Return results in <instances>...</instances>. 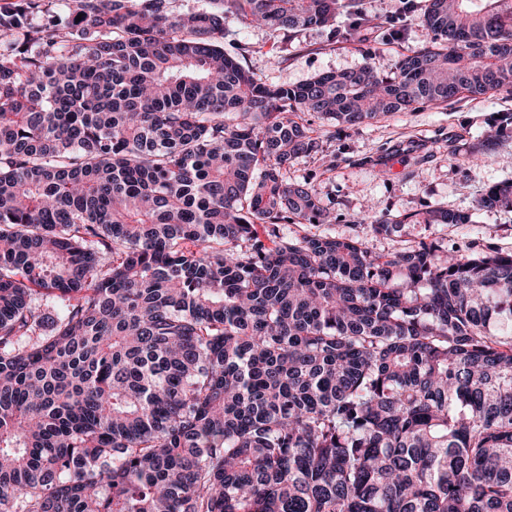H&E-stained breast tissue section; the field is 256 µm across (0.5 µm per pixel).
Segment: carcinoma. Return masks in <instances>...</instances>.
I'll list each match as a JSON object with an SVG mask.
<instances>
[{"instance_id":"cac0c4a2","label":"carcinoma","mask_w":512,"mask_h":512,"mask_svg":"<svg viewBox=\"0 0 512 512\" xmlns=\"http://www.w3.org/2000/svg\"><path fill=\"white\" fill-rule=\"evenodd\" d=\"M177 2L0 5V512H512V253L282 230L324 223L286 173L334 127L511 88L512 0L298 85L225 19L280 65L362 0Z\"/></svg>"}]
</instances>
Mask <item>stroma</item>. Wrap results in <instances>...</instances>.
<instances>
[{
	"instance_id": "35a3bbf8",
	"label": "stroma",
	"mask_w": 512,
	"mask_h": 512,
	"mask_svg": "<svg viewBox=\"0 0 512 512\" xmlns=\"http://www.w3.org/2000/svg\"><path fill=\"white\" fill-rule=\"evenodd\" d=\"M372 19L363 35L365 45L342 47L328 42L321 27L303 30L288 49V59L275 67L269 52L275 32L245 27L227 18L231 42L250 47L248 66L267 82L297 85L326 72L351 70L369 64L391 72L401 53L421 46L427 33L420 22L406 24L402 40L384 42L388 16L399 0H364ZM512 113V95L468 97L447 107L397 112L376 122L338 132L324 142L335 154V166L319 157L303 156L288 170V178L312 179L323 204L331 212L322 232L359 235L373 253L437 239L448 247L467 250L477 243L501 252L512 251V211L479 207V199L497 184L512 182V126L500 128L499 115ZM481 157L479 165H465L468 155ZM430 208L471 214V224L401 226L396 236L373 234L366 217L387 213L400 218Z\"/></svg>"
}]
</instances>
